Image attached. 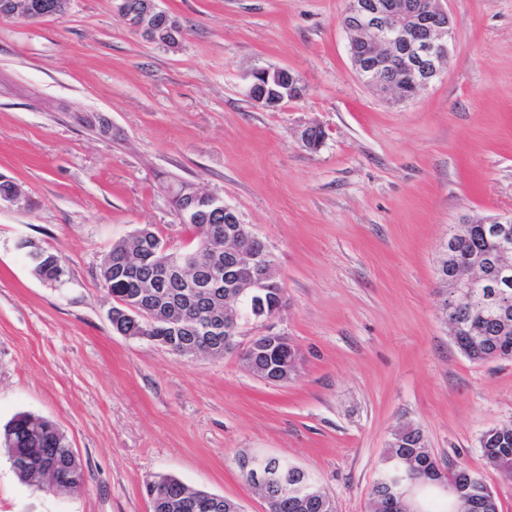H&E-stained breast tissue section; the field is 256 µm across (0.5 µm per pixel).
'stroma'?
Masks as SVG:
<instances>
[{
    "mask_svg": "<svg viewBox=\"0 0 512 512\" xmlns=\"http://www.w3.org/2000/svg\"><path fill=\"white\" fill-rule=\"evenodd\" d=\"M158 6L180 23L177 47L146 41L113 0L0 17V175L32 201L0 203V426L20 412L54 421L86 475L45 492L0 448V512H151L145 486L165 474L265 512L238 465L255 454L309 471L336 512H369L403 423L512 512V478L480 447L512 423V360L462 354L436 285L450 225L512 211V0H446L449 60L404 103L357 77L346 0ZM263 67L306 95L258 106L246 86ZM311 126L314 151L300 144ZM182 182L223 199L270 254L285 305L239 341L288 336L300 363L287 383L114 330L102 256L144 226L194 246L171 200ZM22 240L63 258L62 282L35 275Z\"/></svg>",
    "mask_w": 512,
    "mask_h": 512,
    "instance_id": "1",
    "label": "stroma"
}]
</instances>
